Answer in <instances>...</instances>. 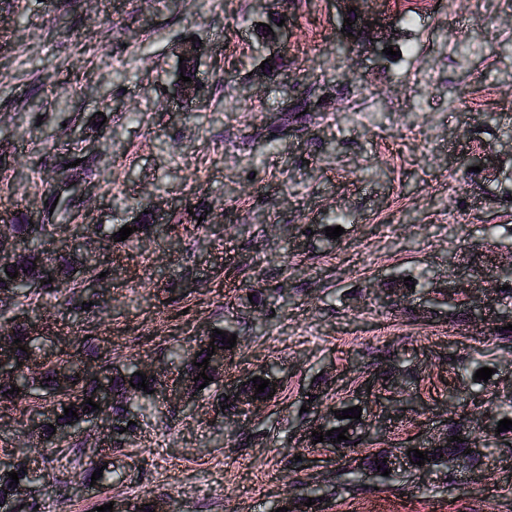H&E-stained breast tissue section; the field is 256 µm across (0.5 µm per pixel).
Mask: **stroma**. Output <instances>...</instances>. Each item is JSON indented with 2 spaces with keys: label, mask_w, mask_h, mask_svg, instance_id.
Segmentation results:
<instances>
[{
  "label": "stroma",
  "mask_w": 512,
  "mask_h": 512,
  "mask_svg": "<svg viewBox=\"0 0 512 512\" xmlns=\"http://www.w3.org/2000/svg\"><path fill=\"white\" fill-rule=\"evenodd\" d=\"M371 7L392 24L394 55L338 49L336 0H0V186L17 210L105 229L147 212L181 239L96 251L112 277L90 312L42 291L57 348L81 358L89 335L103 359L173 375L170 349L229 326L226 377L280 366L276 395L229 425L206 399L188 408L157 394L113 453L111 482L93 486L85 471L109 416L86 424L76 453L41 447L28 416L0 402V460L19 448L38 460L46 512L147 493L177 512H273L307 484L323 512H512V433L485 449L475 476L347 475L380 450L434 445L455 416L458 362L481 361L496 387L512 382V342L449 327L447 307H425L423 294L378 297L422 269L440 289L452 272L490 276L488 257L512 248V12L499 0ZM277 20L282 37L261 39L257 24ZM189 37L201 42L202 89L187 107L177 84ZM468 94L473 107L459 111ZM489 148L498 170L469 171ZM74 158L82 169H66ZM188 204L201 219L192 234ZM459 212L470 215L465 248ZM338 214L344 232L325 247L313 231ZM348 405L378 434L310 447L317 420Z\"/></svg>",
  "instance_id": "obj_1"
}]
</instances>
